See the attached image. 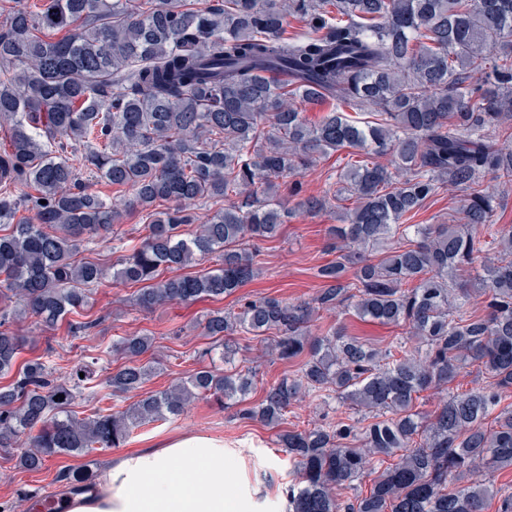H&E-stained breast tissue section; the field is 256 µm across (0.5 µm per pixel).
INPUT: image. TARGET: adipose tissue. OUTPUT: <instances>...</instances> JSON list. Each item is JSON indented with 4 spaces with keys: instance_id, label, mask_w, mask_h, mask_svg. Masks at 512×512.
<instances>
[{
    "instance_id": "ef3b65f1",
    "label": "adipose tissue",
    "mask_w": 512,
    "mask_h": 512,
    "mask_svg": "<svg viewBox=\"0 0 512 512\" xmlns=\"http://www.w3.org/2000/svg\"><path fill=\"white\" fill-rule=\"evenodd\" d=\"M224 441L182 436L161 448L123 454L101 472L94 492L64 500L65 512H250L229 476Z\"/></svg>"
}]
</instances>
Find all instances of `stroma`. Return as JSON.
<instances>
[{
    "label": "stroma",
    "instance_id": "stroma-1",
    "mask_svg": "<svg viewBox=\"0 0 512 512\" xmlns=\"http://www.w3.org/2000/svg\"><path fill=\"white\" fill-rule=\"evenodd\" d=\"M346 155L332 154L319 159L316 166L299 174L304 195L333 196L336 184L333 176L337 167L345 165ZM461 192L454 186L445 187L439 195L428 200L424 209L414 218L418 224L459 223ZM294 214L281 234L262 242L263 272L255 280L240 288L238 296L222 300L204 299L191 305L173 303L152 311L141 309L136 303V286L109 279L100 285L89 304L91 318L97 324L85 334L71 336L66 324L41 333L35 332L31 321L14 323V330L22 336H35L34 344L26 346L21 360L42 358L59 368L60 379L81 363L97 358L99 394H110L106 377L121 366L122 361L112 353V344L129 334L152 336L153 346L146 361L155 367V373L143 386L144 391H160L172 383L188 377L200 367L199 352L211 350L217 368L243 370L257 367L258 389L250 394V401H259L264 385L273 383L284 374L296 370L293 362H270L261 358V348L255 341L239 338V351L230 361H223L221 349L215 348L205 336L203 320L216 309L236 308L237 297L276 296L291 302L307 300L322 286L316 276L320 265L327 263L329 237L327 229L336 221L334 211L311 215L297 209L296 198H287ZM191 434L223 439L224 450L239 463L243 486L262 479L263 496L270 501L281 500L292 480L288 457L276 442L277 430L256 421H242L233 409H226L211 399L193 401L186 412L174 419L156 421L135 428L123 448H112L94 453L97 465H105L121 456L122 452L152 448L165 441ZM85 458L62 456L48 462L38 473L19 469L12 457L0 453V503L11 504L14 512H26L21 491L38 493L57 492L54 478L63 467L79 468Z\"/></svg>",
    "mask_w": 512,
    "mask_h": 512
}]
</instances>
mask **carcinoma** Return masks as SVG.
Listing matches in <instances>:
<instances>
[{
    "instance_id": "cac0c4a2",
    "label": "carcinoma",
    "mask_w": 512,
    "mask_h": 512,
    "mask_svg": "<svg viewBox=\"0 0 512 512\" xmlns=\"http://www.w3.org/2000/svg\"><path fill=\"white\" fill-rule=\"evenodd\" d=\"M291 19L304 23L288 34ZM64 35L57 38L55 33ZM333 101L318 124L303 105ZM355 116H350L349 112ZM367 121L360 122L358 117ZM0 450L31 472L60 456L118 448L141 425L194 399L243 403L241 420L278 426L313 396L352 414L277 434L294 483L288 512H512V492L481 481L448 487V473L512 468V224L493 222L484 182L512 185V0H48L12 9L0 25ZM367 159L336 171L338 201L353 207L329 229L336 260L309 300L263 296L204 319V334L237 352L261 338L297 370L251 404L256 371L201 367L125 410H71L95 370L57 381L36 358L16 368L35 337L86 313L107 271L80 257L114 233L122 214L80 171L130 193L146 235L112 277L140 285L146 310L235 293L261 274L258 243L289 211L280 186L330 153ZM25 183L34 193L10 188ZM465 193L461 224H410L447 185ZM207 208L198 221L193 208ZM33 212L19 219L20 210ZM197 225L183 236L182 227ZM213 257L216 270L178 271ZM485 305L474 307V294ZM346 307L406 328L388 347L343 325L312 331L321 312ZM152 340L133 334L112 352L114 393L142 388ZM490 379L439 399L427 420L418 395L452 384L470 365ZM62 395L63 400H55ZM370 494H349L372 464ZM97 474L62 469L55 482L89 492Z\"/></svg>"
}]
</instances>
